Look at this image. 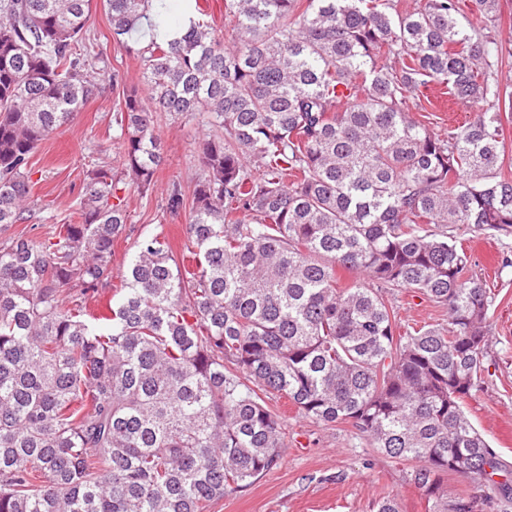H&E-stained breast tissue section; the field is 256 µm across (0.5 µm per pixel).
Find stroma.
Returning a JSON list of instances; mask_svg holds the SVG:
<instances>
[{"instance_id":"35a3bbf8","label":"stroma","mask_w":512,"mask_h":512,"mask_svg":"<svg viewBox=\"0 0 512 512\" xmlns=\"http://www.w3.org/2000/svg\"><path fill=\"white\" fill-rule=\"evenodd\" d=\"M85 44L92 51L106 49L122 81H104L100 96L35 150L29 218L9 228V235L38 239L50 225L75 219L87 170L120 163L112 112L123 90L139 84L140 70L134 56L113 42L104 7L94 9ZM156 132L164 149L163 161L152 191H127L128 224L112 246V268L117 274L133 253L135 241L143 237L165 236L178 254L192 245L188 210L169 214L163 206L172 184L191 192L192 180L201 170L198 145L206 132L205 122L199 115L180 123L163 119ZM456 244L468 256L470 275L486 282L495 295L484 371L464 410L503 465L512 470V235L495 236L462 226L456 231ZM388 297L402 327L447 322L444 309L413 290L395 288ZM265 402L284 420L282 462L251 486L226 492L212 504L211 512H375V503L385 496L396 498L401 512H430L427 498L411 481L414 461L380 454L351 422H315L275 394L266 395Z\"/></svg>"}]
</instances>
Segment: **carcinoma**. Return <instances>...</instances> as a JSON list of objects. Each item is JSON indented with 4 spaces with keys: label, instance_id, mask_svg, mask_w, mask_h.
Instances as JSON below:
<instances>
[{
    "label": "carcinoma",
    "instance_id": "cac0c4a2",
    "mask_svg": "<svg viewBox=\"0 0 512 512\" xmlns=\"http://www.w3.org/2000/svg\"><path fill=\"white\" fill-rule=\"evenodd\" d=\"M103 2L128 47L154 0ZM499 2L476 0L485 21ZM91 4L0 0L1 232L29 211L39 144L118 81L81 48ZM459 14L460 0H224L219 31L187 0L173 38L132 49L142 86L112 113L121 166L90 171L76 221L0 239V512H210L280 465L270 392L418 462L432 512L512 503V473L463 410L493 297L449 233L512 234V96L496 40ZM442 85L472 109L446 136L409 106ZM197 114L211 133L191 267L165 238L138 240L94 313L125 192L156 183L158 120ZM391 286L443 306L448 327L401 329ZM448 472L476 491L448 498Z\"/></svg>",
    "mask_w": 512,
    "mask_h": 512
}]
</instances>
